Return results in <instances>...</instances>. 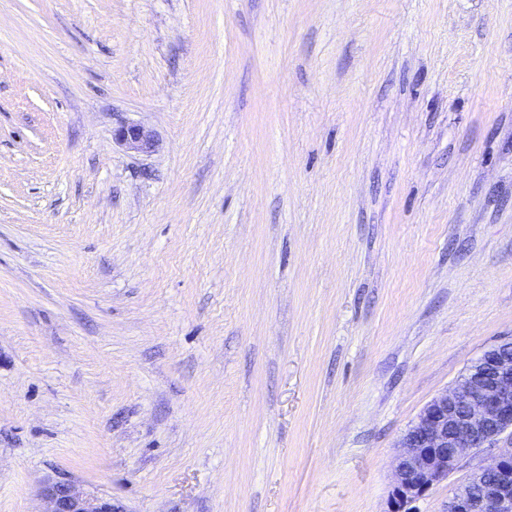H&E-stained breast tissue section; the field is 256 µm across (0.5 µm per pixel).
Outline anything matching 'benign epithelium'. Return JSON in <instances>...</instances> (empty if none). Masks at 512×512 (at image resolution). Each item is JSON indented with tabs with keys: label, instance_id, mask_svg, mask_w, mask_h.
I'll list each match as a JSON object with an SVG mask.
<instances>
[{
	"label": "benign epithelium",
	"instance_id": "benign-epithelium-1",
	"mask_svg": "<svg viewBox=\"0 0 512 512\" xmlns=\"http://www.w3.org/2000/svg\"><path fill=\"white\" fill-rule=\"evenodd\" d=\"M117 143L137 153L154 151V133L141 124L125 123L113 132ZM479 357L457 386L433 398L399 440L394 458L395 481L389 512H408L456 469L462 457L478 448H496L494 459L479 467L448 500V512H512V352L490 359L487 372ZM50 512H112V502L87 495L70 480L48 484L43 491Z\"/></svg>",
	"mask_w": 512,
	"mask_h": 512
}]
</instances>
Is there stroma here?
<instances>
[{"label":"stroma","instance_id":"1","mask_svg":"<svg viewBox=\"0 0 512 512\" xmlns=\"http://www.w3.org/2000/svg\"><path fill=\"white\" fill-rule=\"evenodd\" d=\"M510 336L512 0H0V512H388ZM113 136L117 143L137 153H151L156 146L154 133L141 124H121ZM43 495L51 504L48 512H113L111 501L87 495L70 480L48 484Z\"/></svg>","mask_w":512,"mask_h":512}]
</instances>
